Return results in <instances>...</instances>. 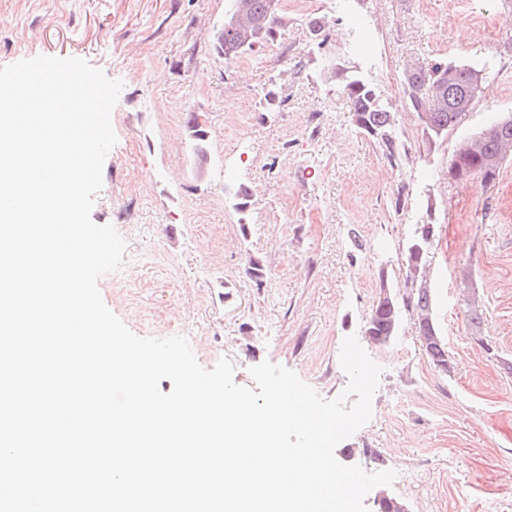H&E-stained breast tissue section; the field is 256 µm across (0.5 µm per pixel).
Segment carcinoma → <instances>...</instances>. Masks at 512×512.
I'll use <instances>...</instances> for the list:
<instances>
[{
    "instance_id": "carcinoma-1",
    "label": "carcinoma",
    "mask_w": 512,
    "mask_h": 512,
    "mask_svg": "<svg viewBox=\"0 0 512 512\" xmlns=\"http://www.w3.org/2000/svg\"><path fill=\"white\" fill-rule=\"evenodd\" d=\"M231 11L224 14V33L215 39L214 48L224 60L231 62L254 50V44L274 41L283 21L279 15V0H232ZM336 79L347 99L355 126L381 143L389 155L397 153L395 116L385 104L381 91L359 71L340 69ZM486 79L484 70L471 64L438 60L431 64L416 63L403 73L404 93L430 141L448 135L466 116V107L473 106ZM491 133L482 130L468 138L453 154L448 173L457 181L479 177L489 183L496 179L505 158L512 155V117L493 122ZM426 226L417 228L407 247V272L419 283L410 295L397 298L381 289L378 300L365 326V335L379 346L390 345L397 336L402 312L410 310L416 316L418 336L426 339L425 355L443 372H450L448 348L439 333L433 315V305L423 268V257L429 243L424 239ZM464 315L471 337L483 342V310L477 298L464 300Z\"/></svg>"
}]
</instances>
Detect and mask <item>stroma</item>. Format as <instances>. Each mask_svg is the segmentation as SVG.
<instances>
[{
    "instance_id": "stroma-1",
    "label": "stroma",
    "mask_w": 512,
    "mask_h": 512,
    "mask_svg": "<svg viewBox=\"0 0 512 512\" xmlns=\"http://www.w3.org/2000/svg\"><path fill=\"white\" fill-rule=\"evenodd\" d=\"M227 0H0V67L78 57L123 88L92 219L125 241L98 282L141 337L184 336L198 362L271 361L323 398L348 384L356 336L383 372L346 465L396 471L408 512H512V157L495 181L460 182L459 145L512 115V0H280L275 41L228 62L214 49ZM326 40L314 47L313 20ZM398 116L396 158L358 130L329 68L368 71ZM460 59L489 77L470 112L428 142L401 80L407 65ZM274 101H266V90ZM434 227L424 272L453 362L425 355L412 314L391 345L364 334L381 290L409 293L406 248ZM485 309L486 352L463 293Z\"/></svg>"
}]
</instances>
